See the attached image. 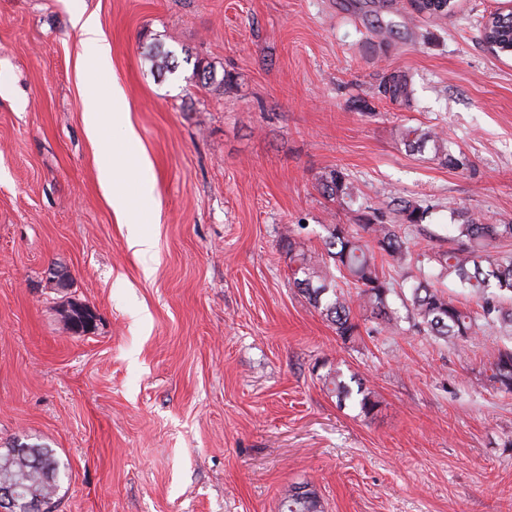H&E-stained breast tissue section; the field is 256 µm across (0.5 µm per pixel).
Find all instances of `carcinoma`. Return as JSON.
Wrapping results in <instances>:
<instances>
[{
	"mask_svg": "<svg viewBox=\"0 0 512 512\" xmlns=\"http://www.w3.org/2000/svg\"><path fill=\"white\" fill-rule=\"evenodd\" d=\"M402 140L410 148L429 145L454 167L468 165L462 156L453 155L448 140L431 129L407 128ZM323 192L339 204L356 201L354 183L336 170L323 179ZM402 220L409 226L420 224L428 209L409 203L400 206ZM323 252L315 253L300 247L286 236L291 276L314 308L335 328L336 334L348 340L359 333L353 316V300L369 311L370 317L385 327L396 324L388 298L393 283L379 273L377 257H387L399 269L414 266L418 275L409 276L403 304L411 310L419 330L445 341L466 340L483 325L498 327L500 333L512 337V252L501 249L512 240V224H485L470 215L458 224L448 225L456 246L438 255L413 252L411 242L401 233V225L383 221L359 225L354 231L348 224L323 225ZM356 289L351 297L339 289L336 278ZM459 284L477 300L480 313L473 314L459 307L442 290L432 285L441 278ZM489 381L498 389L512 392V348L497 351L491 362ZM329 393L344 400L359 396L360 412L368 415L377 407L372 392L363 386L353 391L341 372L327 374L324 379ZM35 457L47 463L51 476L30 465ZM0 475L20 485L29 496L54 498L66 466L52 449L39 443L10 447L0 453ZM281 512H319L314 492L294 487L281 500Z\"/></svg>",
	"mask_w": 512,
	"mask_h": 512,
	"instance_id": "1",
	"label": "carcinoma"
}]
</instances>
